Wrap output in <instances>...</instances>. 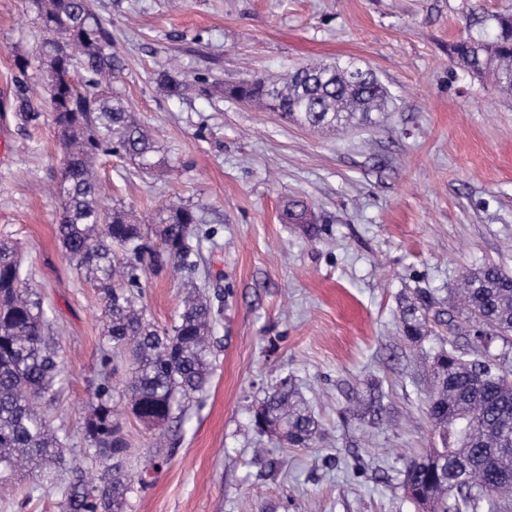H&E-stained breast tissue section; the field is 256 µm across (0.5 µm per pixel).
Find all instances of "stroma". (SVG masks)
Masks as SVG:
<instances>
[{"label": "stroma", "mask_w": 512, "mask_h": 512, "mask_svg": "<svg viewBox=\"0 0 512 512\" xmlns=\"http://www.w3.org/2000/svg\"><path fill=\"white\" fill-rule=\"evenodd\" d=\"M125 63L117 90L155 139L169 172L100 157L113 203L135 217L170 198L201 203L191 244L197 284L222 296L211 340L214 372L177 429L160 470L149 430L118 421L131 444L124 512H415L402 487L408 455L436 444L426 415L419 343L400 332L417 290L456 311L463 275L512 274V96L459 68L449 46L493 38L512 0H93ZM40 28L28 0H0V240L21 248L68 373L48 410L70 438L68 465L99 470L82 438L85 406L106 346L103 302L65 257L51 198L61 147L50 124L24 125L17 62ZM355 60L389 93L373 127L313 130L204 89L280 75L315 61ZM194 82L171 98L158 75ZM306 202L316 237L283 215ZM153 322L171 325L184 294L172 271L143 279ZM309 402L320 435L282 448L251 428L281 379ZM267 449L265 460L254 458ZM58 490L34 478L0 482V512H59Z\"/></svg>", "instance_id": "1"}]
</instances>
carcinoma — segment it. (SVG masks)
Here are the masks:
<instances>
[{
    "mask_svg": "<svg viewBox=\"0 0 512 512\" xmlns=\"http://www.w3.org/2000/svg\"><path fill=\"white\" fill-rule=\"evenodd\" d=\"M42 27L33 59L55 83L59 99L52 111L33 107L26 81H18L24 124L48 120L63 149V166L53 194L61 202L57 235L78 275L97 288L104 305L101 369L90 392L91 411L83 438L110 462L95 478H61L69 436L52 434L46 420L48 395L64 372L58 341L38 292L30 285L17 249L0 242V480L18 470H53L41 484L61 491L60 512H123L131 480L124 473L130 443L113 419L114 353L128 354L131 379L123 397L130 413L154 431L182 418L203 392L210 374L211 332L216 316L210 300L190 280L173 325L161 328L143 304L142 277L170 268L194 274L190 239L199 222L195 206L170 201L156 209L149 224L135 222L109 195L95 172L101 155L119 156L154 167L155 141L135 110L116 92L124 70L112 53V40L94 14L91 0H29ZM496 39L468 35L449 46L452 60L469 73L493 74L502 92L512 94V16H495ZM159 84L179 98L188 87L179 75L164 71ZM228 96L279 112L314 129L370 123L381 111L386 92L363 70L357 80L337 63H315L287 75L257 77L232 86H216ZM290 224H309L308 205L292 199L284 207ZM459 314L473 326L480 357L466 360L441 348L429 365L431 388L426 413L440 447L414 453L402 484L419 512H507L512 507V365L497 360L512 351V276L494 266L464 275ZM434 298L416 293L403 312L401 333L410 343L428 332ZM460 419L470 422L469 441L455 438ZM253 430L268 433L288 448H308L318 422L302 399L283 382L272 387L253 411Z\"/></svg>",
    "mask_w": 512,
    "mask_h": 512,
    "instance_id": "carcinoma-1",
    "label": "carcinoma"
}]
</instances>
